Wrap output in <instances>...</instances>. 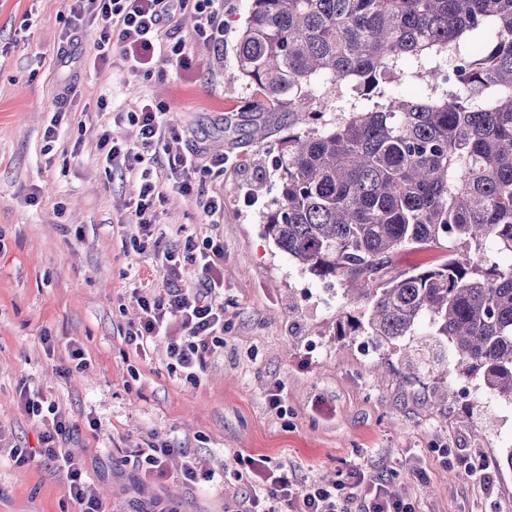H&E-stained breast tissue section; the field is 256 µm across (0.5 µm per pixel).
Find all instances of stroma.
<instances>
[{
    "instance_id": "1",
    "label": "stroma",
    "mask_w": 512,
    "mask_h": 512,
    "mask_svg": "<svg viewBox=\"0 0 512 512\" xmlns=\"http://www.w3.org/2000/svg\"><path fill=\"white\" fill-rule=\"evenodd\" d=\"M71 6L0 0V512L78 510L64 473L41 453V425L19 404L25 385L78 424L64 448L83 460L109 512L135 504L149 512L158 500L177 512H249L246 461L261 457L287 465L303 488L345 479L356 463L415 512H512L501 445L512 418L456 397L434 404L430 380L411 376L395 352L364 356L357 337L336 333L358 305L323 310L315 296L324 282L266 236L279 139L293 116L248 111L252 87L224 82L250 0H224L219 48L194 39L193 7L178 15L177 30L163 28L162 37L186 42L191 65L178 71L159 60L136 72L117 51L89 65L90 27L61 56ZM145 103L177 129V150L196 152L206 190L224 195V214L210 223L174 190L180 172L158 159L162 247L224 243V346L194 384L169 370L166 340H154L144 359L126 343L132 290L163 287L166 271L140 251L128 221L140 182L103 164L97 133L135 145L129 113ZM259 125L268 132L261 141L250 136ZM218 153L230 159L220 175L208 169ZM73 345L88 365L65 377ZM161 441L178 454L164 475H144L134 455ZM15 445L32 453L29 463L12 461ZM186 455L223 473V486L186 483ZM459 456L475 469L456 468Z\"/></svg>"
}]
</instances>
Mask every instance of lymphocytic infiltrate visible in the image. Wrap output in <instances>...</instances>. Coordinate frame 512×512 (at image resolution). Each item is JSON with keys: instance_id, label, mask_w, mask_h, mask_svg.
<instances>
[{"instance_id": "1", "label": "lymphocytic infiltrate", "mask_w": 512, "mask_h": 512, "mask_svg": "<svg viewBox=\"0 0 512 512\" xmlns=\"http://www.w3.org/2000/svg\"><path fill=\"white\" fill-rule=\"evenodd\" d=\"M193 2L197 38L219 44L224 40V24L219 18V0H74L72 29L95 27L90 63L107 60L112 51H120L131 69L139 70L162 57L172 66L184 69L190 64L183 40H162L161 29ZM139 127V145L131 149L113 143L101 133L100 143L108 150L104 160L139 173L140 190L131 212L141 239L140 249L154 250L168 270L166 288L136 291L132 299L137 312L129 322L127 344L135 355L145 354L149 341L168 337L178 330L179 338L170 339L167 355L173 368L197 380L208 360L223 347L224 339V248L214 240H204L200 249L185 247L183 252L161 249L155 236L154 200L159 197L160 179L153 164L167 155L172 169L181 171V194L195 197L206 217L215 219L224 212V197L203 189L192 181L198 169L195 154L172 153L170 143L177 140L175 128L167 126L153 105H142L132 115ZM193 265L201 281L200 288L180 287L186 265ZM25 412L40 422L42 453L57 461L66 474V496L75 502L78 512H106L102 500L84 478L80 461L63 452L59 443L71 432L74 423L59 406L23 390L19 393ZM253 507L260 512H413L410 504L390 497L384 483L367 479L363 470L352 467L347 481L298 488L286 467L268 465L266 459H250Z\"/></svg>"}]
</instances>
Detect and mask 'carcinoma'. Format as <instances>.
<instances>
[{"label": "carcinoma", "instance_id": "1", "mask_svg": "<svg viewBox=\"0 0 512 512\" xmlns=\"http://www.w3.org/2000/svg\"><path fill=\"white\" fill-rule=\"evenodd\" d=\"M413 77L421 95L397 87ZM252 107L317 121L318 87L361 96L328 128L279 141L278 248L362 305L348 329L393 348L409 372L448 364L512 402V0H251L234 71ZM448 242L434 267L386 279L403 247Z\"/></svg>", "mask_w": 512, "mask_h": 512}]
</instances>
